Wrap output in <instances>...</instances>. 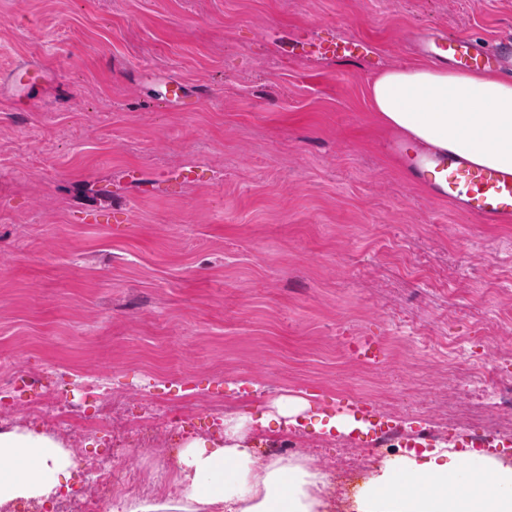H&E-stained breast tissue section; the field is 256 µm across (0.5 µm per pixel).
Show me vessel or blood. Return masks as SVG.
Instances as JSON below:
<instances>
[{
    "label": "vessel or blood",
    "instance_id": "vessel-or-blood-1",
    "mask_svg": "<svg viewBox=\"0 0 512 512\" xmlns=\"http://www.w3.org/2000/svg\"><path fill=\"white\" fill-rule=\"evenodd\" d=\"M420 50L428 57L448 59L465 69L493 66L512 71V55L506 49L489 53L473 39L462 35H448L424 42ZM395 150L408 159L411 168L425 182L436 187L441 198L488 223H512V178L490 168L471 165L438 149L419 152L400 142ZM339 410L351 422L349 435L354 441L363 442L377 433L379 414L375 408H362L348 402L340 405Z\"/></svg>",
    "mask_w": 512,
    "mask_h": 512
}]
</instances>
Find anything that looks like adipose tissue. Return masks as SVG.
I'll list each match as a JSON object with an SVG mask.
<instances>
[{
  "mask_svg": "<svg viewBox=\"0 0 512 512\" xmlns=\"http://www.w3.org/2000/svg\"><path fill=\"white\" fill-rule=\"evenodd\" d=\"M368 96L385 126L512 176V80L420 63L380 72ZM249 423L226 419L220 444L187 443L166 498L128 495L108 512H324V473L255 456ZM73 465L70 451L50 435L0 431V510L57 495ZM353 512H512V465L444 448L390 458L362 484Z\"/></svg>",
  "mask_w": 512,
  "mask_h": 512,
  "instance_id": "ef3b65f1",
  "label": "adipose tissue"
}]
</instances>
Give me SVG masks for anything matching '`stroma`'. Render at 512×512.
<instances>
[{"mask_svg": "<svg viewBox=\"0 0 512 512\" xmlns=\"http://www.w3.org/2000/svg\"><path fill=\"white\" fill-rule=\"evenodd\" d=\"M448 34L512 40V0H0V365L98 384L91 432L62 439L69 486L88 456L167 484L220 404L259 457L293 435L351 512L391 452L318 415L354 401L417 435L458 392L507 387L512 224L416 178L367 96ZM285 36L364 47L290 57ZM23 63L48 80L20 101ZM283 397L308 401L298 426ZM107 408L157 414L153 442L103 431Z\"/></svg>", "mask_w": 512, "mask_h": 512, "instance_id": "1", "label": "stroma"}]
</instances>
